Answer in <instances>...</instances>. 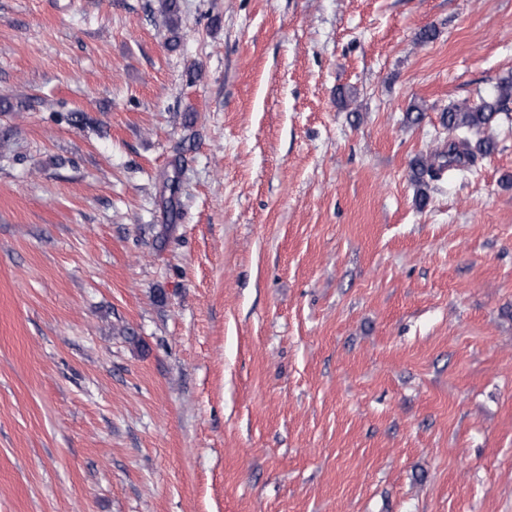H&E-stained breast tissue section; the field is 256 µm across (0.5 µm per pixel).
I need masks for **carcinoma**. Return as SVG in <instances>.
<instances>
[{
  "mask_svg": "<svg viewBox=\"0 0 512 512\" xmlns=\"http://www.w3.org/2000/svg\"><path fill=\"white\" fill-rule=\"evenodd\" d=\"M511 97L512 83L503 85L497 97L483 100L476 106L448 108L443 116V124L448 129V149L415 157L410 163L411 181L422 186L427 177L438 179L444 172L456 171L470 163L474 154L464 133L495 122Z\"/></svg>",
  "mask_w": 512,
  "mask_h": 512,
  "instance_id": "obj_1",
  "label": "carcinoma"
}]
</instances>
